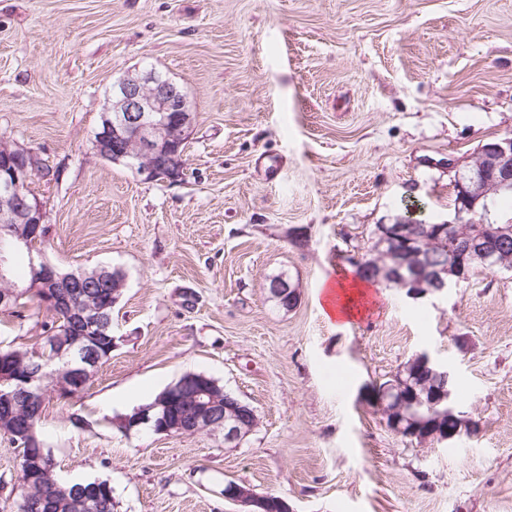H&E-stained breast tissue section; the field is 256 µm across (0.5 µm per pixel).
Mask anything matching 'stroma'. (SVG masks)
Wrapping results in <instances>:
<instances>
[{"label": "stroma", "instance_id": "1", "mask_svg": "<svg viewBox=\"0 0 512 512\" xmlns=\"http://www.w3.org/2000/svg\"><path fill=\"white\" fill-rule=\"evenodd\" d=\"M146 66L194 113L180 183L95 152L113 82ZM510 136L512 0H0V139L43 167L44 254L125 274L111 357L46 406L59 478L109 481L113 512H247L230 481L294 512H512V273L421 299L377 284L342 323L319 302L408 205L452 220L449 160ZM421 351L478 436L417 442L363 402ZM188 373L257 425L230 446L119 428ZM19 482L0 436V512Z\"/></svg>", "mask_w": 512, "mask_h": 512}]
</instances>
